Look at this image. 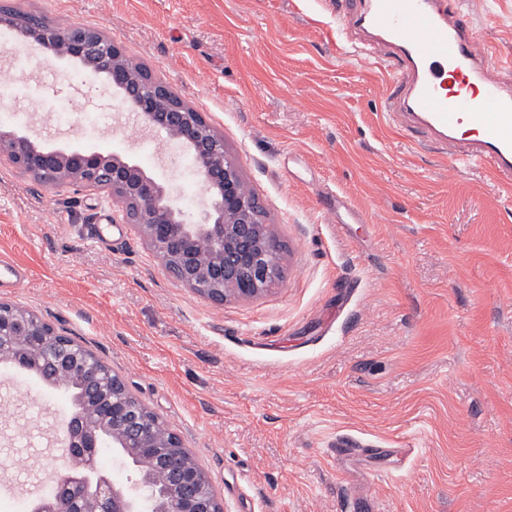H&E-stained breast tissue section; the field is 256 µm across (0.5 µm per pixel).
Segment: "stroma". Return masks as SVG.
Returning a JSON list of instances; mask_svg holds the SVG:
<instances>
[{"mask_svg": "<svg viewBox=\"0 0 512 512\" xmlns=\"http://www.w3.org/2000/svg\"><path fill=\"white\" fill-rule=\"evenodd\" d=\"M352 0H0L94 28L201 112L283 251L262 295L216 304L178 282L104 191L46 186L0 158V301L93 351L177 433L226 512H512V197L380 120L384 72L336 41ZM468 19L512 58V0ZM0 46L18 130L115 153L173 185L192 157L136 126L103 81ZM69 113L61 122L60 113ZM100 225L107 244L91 239ZM72 412L0 364V496L47 492ZM344 435L360 454L336 456Z\"/></svg>", "mask_w": 512, "mask_h": 512, "instance_id": "35a3bbf8", "label": "stroma"}]
</instances>
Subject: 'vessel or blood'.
Segmentation results:
<instances>
[{"mask_svg": "<svg viewBox=\"0 0 512 512\" xmlns=\"http://www.w3.org/2000/svg\"><path fill=\"white\" fill-rule=\"evenodd\" d=\"M337 36L389 70L390 127L426 137L451 168L477 164L512 189V64L495 59L463 0H362Z\"/></svg>", "mask_w": 512, "mask_h": 512, "instance_id": "vessel-or-blood-1", "label": "vessel or blood"}]
</instances>
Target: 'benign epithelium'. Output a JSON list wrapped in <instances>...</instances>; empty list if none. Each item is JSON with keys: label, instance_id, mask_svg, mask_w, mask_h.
Listing matches in <instances>:
<instances>
[{"label": "benign epithelium", "instance_id": "obj_1", "mask_svg": "<svg viewBox=\"0 0 512 512\" xmlns=\"http://www.w3.org/2000/svg\"><path fill=\"white\" fill-rule=\"evenodd\" d=\"M30 47L105 80L139 122L164 132L190 154L205 191L200 220L190 222L168 185L119 155L48 148L27 134L0 129V157L34 179L107 189L177 281L209 300L253 298L280 277L281 246L263 222L237 164L202 115L141 70L102 33L48 27ZM0 363L17 365L51 387L71 389L72 413L61 437L65 462L54 489L30 500V512H224L205 469L181 436L129 390L88 348L35 313L0 301ZM132 465L134 487L100 470L105 440Z\"/></svg>", "mask_w": 512, "mask_h": 512}]
</instances>
